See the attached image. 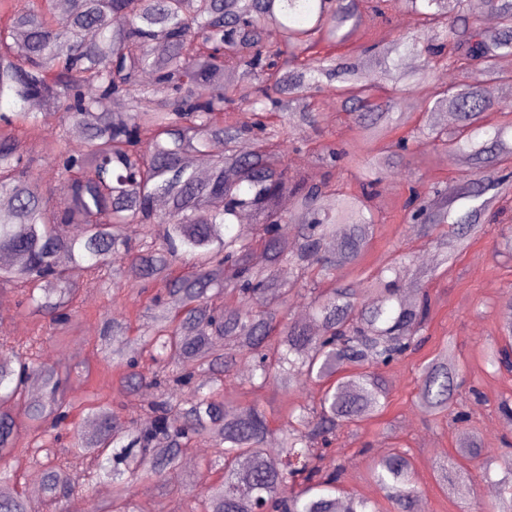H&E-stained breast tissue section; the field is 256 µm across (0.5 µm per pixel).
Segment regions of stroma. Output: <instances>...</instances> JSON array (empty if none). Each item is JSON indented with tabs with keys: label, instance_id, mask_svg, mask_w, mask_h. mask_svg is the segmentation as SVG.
Here are the masks:
<instances>
[{
	"label": "stroma",
	"instance_id": "stroma-1",
	"mask_svg": "<svg viewBox=\"0 0 512 512\" xmlns=\"http://www.w3.org/2000/svg\"><path fill=\"white\" fill-rule=\"evenodd\" d=\"M414 28V16L400 9L384 18L366 14L361 17L353 40L337 44L332 52L339 58H351L356 56L359 45L374 42L383 45ZM317 106L318 125L304 127L300 132L286 127L279 140L280 148L290 167L305 172L309 178L318 181L328 177L355 188L356 170L324 166L310 154L323 136L334 140L349 155L365 154L349 117L337 108L332 96L321 97ZM398 111L400 118L394 135L411 136L410 154L405 166L387 178L382 196L371 203L378 224L361 258L365 269L379 266L391 249L402 242L406 243L415 265L429 266L432 260L429 243L423 237L411 235L408 225L401 222L403 203L411 188L422 190L433 181L458 188L464 182L461 166L447 159L443 151L421 135L425 116L420 95L399 93ZM485 222L484 234L475 238L453 263L435 270L424 289L406 281L405 286L411 289L413 297H420L425 291L430 294L428 340L420 350L385 368L390 392L385 412L343 428L334 443L344 469V493L369 498L378 512H393V507L371 480L369 471L390 449L408 451L415 481L424 492V512H473L476 506H487L493 480L504 476L505 463H512V427L507 426L499 410L503 399L512 398V372L491 367L484 357L488 344L500 335L504 323L503 297L506 289L512 287V256L498 250L501 228L512 225V201L504 202L500 213L486 217ZM119 267L120 283L108 279L100 287L82 291L77 303V324L67 335L44 329L35 349L38 361L44 365L67 358L90 370V382L76 381L69 388V398L75 406L74 420L83 430L88 427L83 408L92 398L114 408L123 418L142 423L149 417L143 391L121 388L117 371L107 362L113 341L104 336L103 328L113 315L133 319L147 294L163 292L164 284L159 280L142 283L130 259H123ZM19 301L15 290L0 289V333L11 339L9 346L0 347V356L12 357L14 343L27 341L41 322L40 317L24 311ZM447 346L451 347L469 384L458 396L460 408L467 415L461 422L449 417L425 416L416 405L422 366ZM464 431L480 436L491 460V478L466 480L449 492L438 483L436 466L442 459L459 462L456 448ZM13 446L15 451L6 467L10 480L0 484V492L6 494L29 488L32 477L42 472L28 432H20ZM197 492V487L189 485L165 493L155 480L141 478L133 487V512H188Z\"/></svg>",
	"mask_w": 512,
	"mask_h": 512
}]
</instances>
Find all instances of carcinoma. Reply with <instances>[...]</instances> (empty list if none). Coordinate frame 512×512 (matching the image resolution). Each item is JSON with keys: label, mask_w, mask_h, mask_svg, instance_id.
Instances as JSON below:
<instances>
[{"label": "carcinoma", "mask_w": 512, "mask_h": 512, "mask_svg": "<svg viewBox=\"0 0 512 512\" xmlns=\"http://www.w3.org/2000/svg\"><path fill=\"white\" fill-rule=\"evenodd\" d=\"M69 23L54 21L58 0H0V284L26 290L27 306L61 326L72 321L76 299L70 273L96 283L120 255L138 265L142 280H163L165 297L144 305L146 325L131 355L113 363L133 369L145 362L151 376L125 375L132 389L148 391L145 424L124 420L100 403L89 432L73 430V453L95 467L81 473L51 461L45 453L47 493L73 512L78 488L108 482L111 512H133L134 480L169 484L180 478V459L199 442L210 447L209 462L221 466V481L205 486L190 512H376L363 497L342 496V465L329 450L336 432L383 412L389 388L378 372L422 342L429 315L427 296L410 300L401 285L412 259L403 245L393 248L376 270L360 268L373 237L376 215L364 199L377 193L386 174L404 163L408 138L378 149L371 162L345 158L331 141L315 150L318 161H345L359 172L362 195L329 180L288 174V162L274 149L280 128L267 122L292 103H310L324 93L336 97L364 144L371 148L397 125V93L407 86L426 90L430 117L424 134L448 151L466 172L456 213L448 184L433 182L412 191L404 223L429 239L444 264L483 233L482 218L499 198L512 197V184L495 169L512 163V145L484 124L489 111L512 115V98L487 99L482 85L512 87V73L498 58L512 54V0H484L497 18L488 32L469 23L467 0H68ZM417 17L419 27L382 50L370 71L358 57L336 58L323 44L346 41L363 10L384 16L394 7ZM280 33L277 44L266 33ZM423 60L412 74L397 58ZM443 70L465 80L446 88ZM125 111L113 118L110 105ZM39 102L42 110L30 109ZM246 104L248 123L224 121V113ZM454 114L448 127L440 111ZM59 133L44 138L50 125ZM74 129L79 147L65 144ZM41 140L64 180L66 205L58 209L30 180L32 159L20 136ZM253 138L255 150L237 144ZM224 142L201 178L194 160L209 141ZM290 197L295 215L280 202ZM167 208L160 212L156 202ZM254 214L255 231H233L242 212ZM139 224L134 244L124 226ZM82 229L72 235L69 228ZM292 278L279 276L284 265ZM351 268L366 288L336 279ZM307 302L321 332L288 321V307ZM508 343L486 351L493 366L512 369V322L503 326ZM178 365L168 370L167 360ZM236 372L244 406L228 415L224 382ZM77 364L45 367L17 354L0 359V475L14 451L15 433L56 437L74 409L67 397ZM462 369L448 349L420 373L417 405L427 416L452 414ZM32 380L45 399L26 400ZM276 382L285 390L319 387L285 409L278 427L282 454L264 444L273 428L260 395ZM460 456L483 463L474 434L461 440ZM371 478L396 512H422L409 454L394 449L371 470ZM496 512H512V476L497 482ZM0 512H36L22 493L0 494Z\"/></svg>", "instance_id": "obj_1"}]
</instances>
